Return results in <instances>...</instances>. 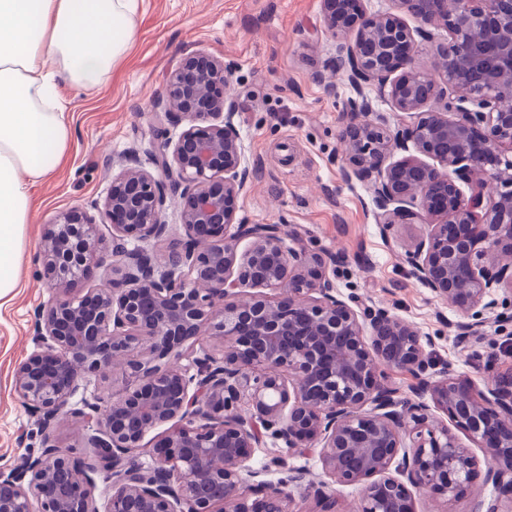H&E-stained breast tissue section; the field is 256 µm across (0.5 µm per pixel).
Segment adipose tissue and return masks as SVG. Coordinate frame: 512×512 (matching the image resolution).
<instances>
[{
	"label": "adipose tissue",
	"mask_w": 512,
	"mask_h": 512,
	"mask_svg": "<svg viewBox=\"0 0 512 512\" xmlns=\"http://www.w3.org/2000/svg\"><path fill=\"white\" fill-rule=\"evenodd\" d=\"M136 32V0H0V299L18 286L30 185L70 145L54 88H94Z\"/></svg>",
	"instance_id": "ef3b65f1"
}]
</instances>
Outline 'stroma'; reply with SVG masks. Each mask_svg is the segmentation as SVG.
Segmentation results:
<instances>
[{
  "label": "stroma",
  "instance_id": "obj_1",
  "mask_svg": "<svg viewBox=\"0 0 512 512\" xmlns=\"http://www.w3.org/2000/svg\"><path fill=\"white\" fill-rule=\"evenodd\" d=\"M137 18L129 53L100 86L59 90L71 143L63 164L30 188L18 286L0 300V466L40 443L13 373L34 348V315L49 298L37 276L45 228L59 213L93 212L128 154L148 163L162 119L154 104L170 71L196 51L233 67L235 124L252 172L240 217L302 230L310 249L343 256L339 298L391 308L430 337L434 359L486 385L488 373L450 328L459 313L409 274L405 252L425 225L384 230L368 187L341 176V115L355 93L336 69L321 0H138Z\"/></svg>",
  "mask_w": 512,
  "mask_h": 512
}]
</instances>
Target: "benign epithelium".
Returning <instances> with one entry per match:
<instances>
[{
	"instance_id": "7a95c632",
	"label": "benign epithelium",
	"mask_w": 512,
	"mask_h": 512,
	"mask_svg": "<svg viewBox=\"0 0 512 512\" xmlns=\"http://www.w3.org/2000/svg\"><path fill=\"white\" fill-rule=\"evenodd\" d=\"M399 3L416 27L368 12L365 0H322L336 68L356 91L342 116V171L368 186L383 227L427 225L407 251L409 273L466 317L454 327L470 348L485 335L489 290L512 294V0ZM436 26L451 44L425 68L417 39ZM231 77L221 59L183 58L157 104L181 130L174 141L157 135L154 171L123 167L97 214L64 212L48 225L40 260L51 297L13 376L41 447L0 468V512H99L97 475L112 482L106 512H288L267 479L279 471L317 512H336L332 483L360 487L359 512H416L417 492L449 506L478 466L455 428L483 449L486 481L511 494L512 373L489 360L492 381L478 388L436 363L430 338L390 309L337 298L338 259L298 231L238 217L249 170L224 94ZM371 84L390 87L396 111L415 121L390 127L365 93ZM396 150L405 156L393 159ZM170 191L177 224L165 220ZM105 250L118 258L105 286L71 295ZM204 332L222 349L194 351ZM111 368L123 386L87 398L89 377ZM394 369L417 380L411 395L391 385ZM70 418L87 424L97 464L57 445L54 429ZM152 432L150 461L130 458ZM268 443L288 457L317 454L325 480L304 482L287 457L251 467Z\"/></svg>"
}]
</instances>
